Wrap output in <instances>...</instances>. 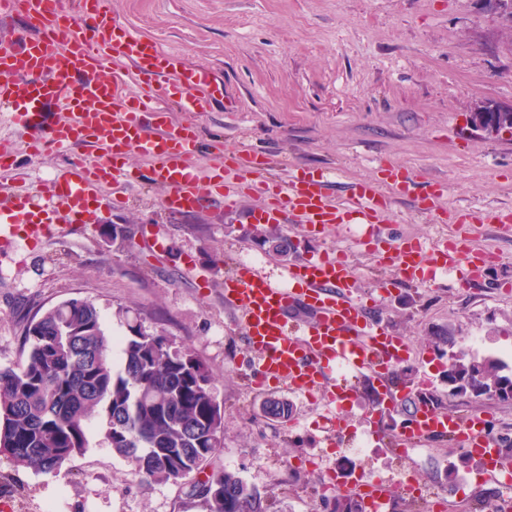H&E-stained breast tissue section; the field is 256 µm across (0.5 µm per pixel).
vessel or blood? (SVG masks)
<instances>
[{"label": "vessel or blood", "instance_id": "obj_1", "mask_svg": "<svg viewBox=\"0 0 512 512\" xmlns=\"http://www.w3.org/2000/svg\"><path fill=\"white\" fill-rule=\"evenodd\" d=\"M17 15L36 21L37 32L21 31L0 43V110L31 150L53 147L67 152L69 161L55 175L49 204L36 208L20 196L0 210L1 249L19 239L53 237L72 224L94 225L103 207L101 186L134 181L125 162L132 151L149 159V179L168 212L197 211L218 197L228 210L249 200L252 223L296 224L312 236L347 224L382 223L394 196L409 190L405 175L389 168L380 179L355 183L349 201L339 203L323 176L296 167L275 174L272 158L245 146L216 151L214 164L200 170L194 129L173 125L168 114L176 105L208 111L223 92L211 68L187 64L180 53L119 24L94 21L88 0H72L67 11L61 0H0L1 18ZM107 60L116 69L110 79L101 74ZM90 146L99 160L87 159ZM457 221L511 224L512 209L466 210ZM361 245L412 284L460 270L471 282L486 269L481 252L455 233L430 247L415 238L385 249L372 237ZM287 278L283 286L259 267L240 265L224 279V306L252 353L247 378L253 387L282 383L334 406L353 390L339 370L369 374L379 386L378 417L402 406L410 411L394 432L398 447L409 450L430 437L457 441L487 460L489 480H512V465L500 461L486 434L484 414H451L423 396L428 371L415 385L395 382L409 344L367 316L352 294L354 274L343 253L325 249L289 269ZM302 304L311 317L298 324L291 315Z\"/></svg>", "mask_w": 512, "mask_h": 512}]
</instances>
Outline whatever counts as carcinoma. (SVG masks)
<instances>
[{
    "label": "carcinoma",
    "instance_id": "carcinoma-1",
    "mask_svg": "<svg viewBox=\"0 0 512 512\" xmlns=\"http://www.w3.org/2000/svg\"><path fill=\"white\" fill-rule=\"evenodd\" d=\"M483 124L512 128L511 112H486ZM295 246L276 232L258 233ZM114 339L97 307L69 299L27 323L25 356L0 367V455L34 473L59 470L89 446L91 425L133 465L135 475L176 482L199 472L224 447V414L206 364L177 337L140 326ZM448 384L475 396L512 399V370L494 359H456ZM204 512H267L264 498L224 471L192 488Z\"/></svg>",
    "mask_w": 512,
    "mask_h": 512
}]
</instances>
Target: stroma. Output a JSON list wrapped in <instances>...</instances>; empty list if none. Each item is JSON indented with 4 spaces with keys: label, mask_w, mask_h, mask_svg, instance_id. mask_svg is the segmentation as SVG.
I'll return each instance as SVG.
<instances>
[{
    "label": "stroma",
    "mask_w": 512,
    "mask_h": 512,
    "mask_svg": "<svg viewBox=\"0 0 512 512\" xmlns=\"http://www.w3.org/2000/svg\"><path fill=\"white\" fill-rule=\"evenodd\" d=\"M108 18L134 34L176 49L187 63L212 68L224 81L223 99L208 111L174 109L170 120L192 125L207 167L211 149L241 145L275 158L279 172L300 167L324 173L335 198L351 184L389 165L404 169L409 195L395 198L387 221L350 225L335 235L356 273L355 295L373 317L404 336L427 361L441 405L452 413H491L498 433L512 437V400H484L448 384L446 334L479 336L478 358L512 351V226L469 224L470 245L497 260L484 276L459 284L454 275L408 284L362 254L361 239L381 246L408 238L433 242L448 223L420 212L419 199L442 185L440 211L512 207V131H491L480 112H512V0H104ZM17 160L0 181V207L17 192L44 202L65 155L32 154L16 142ZM140 180L125 203L104 209L92 230L50 242L18 241L0 250V366L19 364L28 318L71 298L92 301L106 332L129 333L126 311H138L148 332L166 329L211 369L224 413V446L209 467L236 473L259 491L269 512H336L312 497L310 475H290L306 456L326 452L333 419L373 429L377 389L354 383L344 407L327 411L282 385L248 388L249 350L224 309L225 276L243 255L257 257L272 279L315 256L323 239L284 233L296 252L281 257L256 239L246 209L217 215L216 204L171 214L160 190L145 184L149 162L129 157ZM130 239L112 238L113 225ZM152 225L163 247L155 258L141 248ZM196 273L185 268L187 258ZM286 402L288 417L267 415L268 400ZM194 473L178 482L137 477L100 437L59 472L36 474L0 456V512H203L191 494Z\"/></svg>",
    "instance_id": "35a3bbf8"
}]
</instances>
